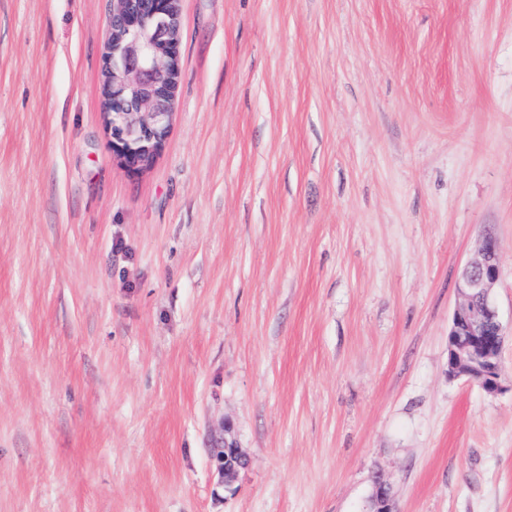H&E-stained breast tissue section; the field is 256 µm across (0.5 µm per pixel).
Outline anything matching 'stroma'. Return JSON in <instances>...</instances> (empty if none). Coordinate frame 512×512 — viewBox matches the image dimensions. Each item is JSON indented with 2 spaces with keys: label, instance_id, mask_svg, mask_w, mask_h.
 <instances>
[{
  "label": "stroma",
  "instance_id": "obj_1",
  "mask_svg": "<svg viewBox=\"0 0 512 512\" xmlns=\"http://www.w3.org/2000/svg\"><path fill=\"white\" fill-rule=\"evenodd\" d=\"M111 9L0 0V512H512V0H181L141 172ZM488 233L494 394L448 374ZM215 460L220 478L224 482V488L232 490L240 470L248 464L246 455L235 442L224 438V448L217 453ZM370 512H393L391 488L380 479L375 480L370 497Z\"/></svg>",
  "mask_w": 512,
  "mask_h": 512
}]
</instances>
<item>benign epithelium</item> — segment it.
<instances>
[{
  "mask_svg": "<svg viewBox=\"0 0 512 512\" xmlns=\"http://www.w3.org/2000/svg\"><path fill=\"white\" fill-rule=\"evenodd\" d=\"M180 2L112 0L102 65L104 117L112 151L134 172L150 166L170 128L180 76ZM499 273L498 242L487 235L461 274L462 302L448 332V374L475 381L489 394L499 389L506 336L493 295ZM215 460L224 488L232 489L246 455L226 439ZM370 507L393 512L391 488L379 479Z\"/></svg>",
  "mask_w": 512,
  "mask_h": 512,
  "instance_id": "obj_1",
  "label": "benign epithelium"
}]
</instances>
